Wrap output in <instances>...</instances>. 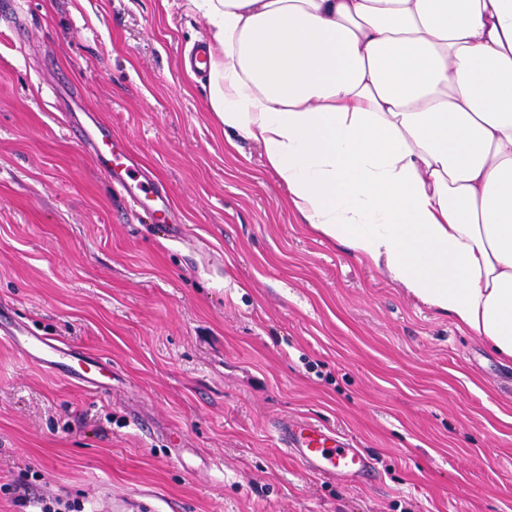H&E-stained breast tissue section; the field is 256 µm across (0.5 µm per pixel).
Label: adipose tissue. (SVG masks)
Returning a JSON list of instances; mask_svg holds the SVG:
<instances>
[{
	"label": "adipose tissue",
	"instance_id": "obj_1",
	"mask_svg": "<svg viewBox=\"0 0 512 512\" xmlns=\"http://www.w3.org/2000/svg\"><path fill=\"white\" fill-rule=\"evenodd\" d=\"M190 2L300 222L512 358V0Z\"/></svg>",
	"mask_w": 512,
	"mask_h": 512
}]
</instances>
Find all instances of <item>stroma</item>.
I'll return each mask as SVG.
<instances>
[{
  "label": "stroma",
  "instance_id": "1",
  "mask_svg": "<svg viewBox=\"0 0 512 512\" xmlns=\"http://www.w3.org/2000/svg\"><path fill=\"white\" fill-rule=\"evenodd\" d=\"M206 39L189 0L0 17V308L112 366L98 395L0 335V512H30L24 486L83 512H512V361L301 224L261 148L226 149L181 63ZM74 112L165 184L178 237L124 202ZM282 420L334 429L376 480L304 470Z\"/></svg>",
  "mask_w": 512,
  "mask_h": 512
}]
</instances>
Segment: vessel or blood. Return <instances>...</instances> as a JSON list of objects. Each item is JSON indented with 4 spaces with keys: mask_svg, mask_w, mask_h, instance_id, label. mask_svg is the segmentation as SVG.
<instances>
[{
    "mask_svg": "<svg viewBox=\"0 0 512 512\" xmlns=\"http://www.w3.org/2000/svg\"><path fill=\"white\" fill-rule=\"evenodd\" d=\"M73 135L93 154L100 170L112 181L120 182L129 207L142 206L151 200L155 212L170 217L171 205L167 190L150 180L139 169L138 160L131 154H116L113 150L112 130L95 116L87 120L70 119ZM0 335L29 359L64 374L77 385L87 389H101L95 377L100 364L94 357L36 335L23 325L13 322L8 312H0ZM276 433L283 448L307 471L328 477L366 482L375 478L373 458L350 446L346 438L311 421L284 422Z\"/></svg>",
    "mask_w": 512,
    "mask_h": 512,
    "instance_id": "obj_1",
    "label": "vessel or blood"
}]
</instances>
